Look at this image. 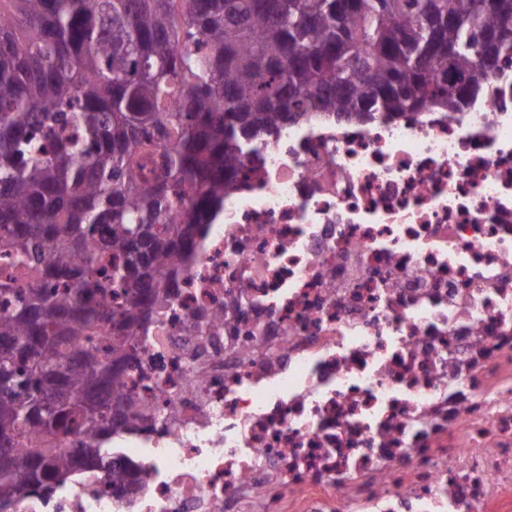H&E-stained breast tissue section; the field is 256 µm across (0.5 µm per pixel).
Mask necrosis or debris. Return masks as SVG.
<instances>
[{
	"mask_svg": "<svg viewBox=\"0 0 512 512\" xmlns=\"http://www.w3.org/2000/svg\"><path fill=\"white\" fill-rule=\"evenodd\" d=\"M86 472L1 512H512V66L459 112L321 114L245 157Z\"/></svg>",
	"mask_w": 512,
	"mask_h": 512,
	"instance_id": "4bbe7bcc",
	"label": "necrosis or debris"
}]
</instances>
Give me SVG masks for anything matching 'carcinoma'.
<instances>
[{"label": "carcinoma", "instance_id": "1", "mask_svg": "<svg viewBox=\"0 0 512 512\" xmlns=\"http://www.w3.org/2000/svg\"><path fill=\"white\" fill-rule=\"evenodd\" d=\"M511 55L512 0H0V251L37 274L0 277V498L139 483L112 457L121 377L257 142L311 112L460 111ZM138 161L139 164L143 167L145 181L148 184H153L156 176L158 175L162 168V151L159 149H152L142 152L138 157Z\"/></svg>", "mask_w": 512, "mask_h": 512}]
</instances>
